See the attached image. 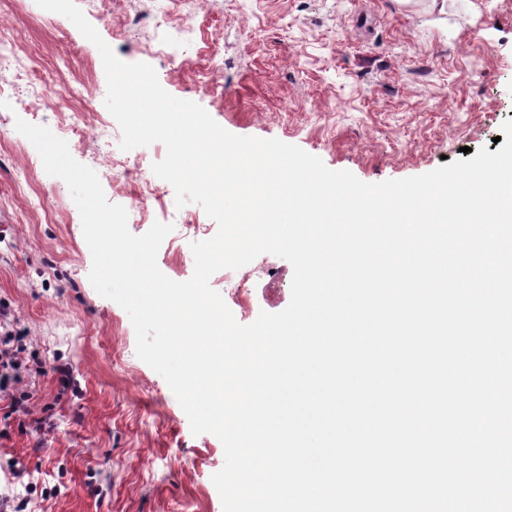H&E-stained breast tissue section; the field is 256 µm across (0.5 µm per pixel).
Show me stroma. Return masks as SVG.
I'll use <instances>...</instances> for the list:
<instances>
[{"label": "stroma", "mask_w": 512, "mask_h": 512, "mask_svg": "<svg viewBox=\"0 0 512 512\" xmlns=\"http://www.w3.org/2000/svg\"><path fill=\"white\" fill-rule=\"evenodd\" d=\"M115 54L151 65L162 87L197 103L237 136L276 138L367 183L418 176L461 159L462 147L497 152L512 119V0H76ZM0 29L32 81L0 96V299L27 338V359L61 358L68 385L35 383L36 433L0 437V494L26 495L31 512H223L212 476L221 441L196 435L166 381L136 355L127 312L89 281L92 256L78 209L47 174L16 119L56 129L41 96L56 83L86 87L104 111L100 53L65 16L36 0H0ZM85 135L72 156L96 170L122 206L146 185L161 204L132 216L133 234L172 224L157 263L189 280L194 242L216 222L176 205L151 166L155 146L119 148ZM192 223H184L185 213ZM216 272L211 287L236 320L253 323L291 300L293 267L270 253ZM27 470L12 483L11 462Z\"/></svg>", "instance_id": "1"}]
</instances>
